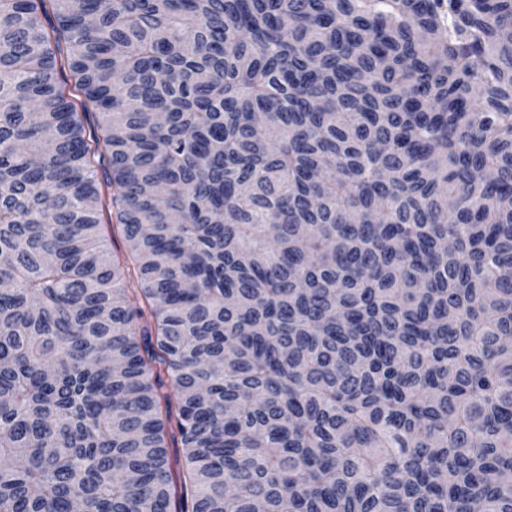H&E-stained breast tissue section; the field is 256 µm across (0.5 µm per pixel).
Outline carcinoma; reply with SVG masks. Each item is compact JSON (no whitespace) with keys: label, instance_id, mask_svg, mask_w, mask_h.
<instances>
[{"label":"carcinoma","instance_id":"obj_1","mask_svg":"<svg viewBox=\"0 0 512 512\" xmlns=\"http://www.w3.org/2000/svg\"><path fill=\"white\" fill-rule=\"evenodd\" d=\"M0 282V512H512V0H0Z\"/></svg>","mask_w":512,"mask_h":512}]
</instances>
